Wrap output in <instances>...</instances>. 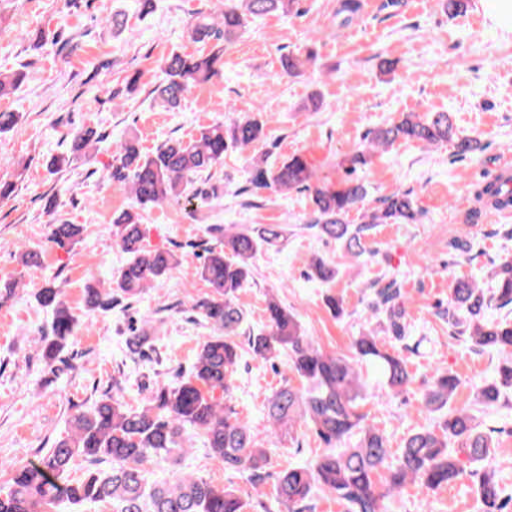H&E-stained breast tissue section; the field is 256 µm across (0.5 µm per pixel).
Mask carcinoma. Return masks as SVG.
<instances>
[{
	"label": "carcinoma",
	"instance_id": "carcinoma-1",
	"mask_svg": "<svg viewBox=\"0 0 512 512\" xmlns=\"http://www.w3.org/2000/svg\"><path fill=\"white\" fill-rule=\"evenodd\" d=\"M296 4L297 0H224L220 17L198 16L191 38L215 45L206 54H171L153 93L164 106L177 107L190 87L220 74V41L239 35L251 19L271 12L288 15ZM314 58L311 49L303 55L288 54L281 67L286 75L296 76ZM24 78L21 70L0 72V96L18 89ZM264 128L261 115H246L203 127L188 140L170 139L151 153L144 152L133 138L119 143L109 177L129 188L133 207L113 219L112 234L127 260L113 275L114 288L86 289V312H108L118 301L139 300L153 282L178 265L172 251L143 244V213L189 196L194 176L223 164L228 151L261 141ZM100 140L97 130L81 128L72 135V153L85 157L91 143ZM398 141L427 146L452 142L458 157L479 148L477 139L456 135L448 112H428L422 117L408 113L372 132L366 144L345 159L346 178L334 188L310 185L312 171L302 154L274 167L253 161L250 184L255 189L310 191L306 228L341 242L348 254L359 259L366 255L363 238L375 225L418 224L421 220V211L405 192H393L370 205L367 185L358 176L370 165L374 151ZM476 195L487 207L512 206V175L497 176ZM354 210L361 212L359 224L347 222ZM81 231L78 224L60 222L52 225L50 240L59 248L71 247L79 242ZM284 233L281 224L222 229L220 245L206 248L199 267V276L211 294L196 301L193 308L211 325L213 334L203 338L190 372L180 376L174 387L156 384L140 408L127 406L114 394L103 396L88 412H76L66 436L38 462L16 470L9 490L0 494V512H51L63 501L109 503L112 512H248L251 503L234 488L183 473L173 474L168 481L153 479L155 466L180 464L186 443L201 435L210 455L224 469L238 473L253 487L266 481L268 451L254 440L232 405L234 374L243 349L263 363L286 354L289 369L303 383L300 388L286 384L271 396L268 417L274 436H290L296 424L303 423L324 445L313 462L291 465L277 476L276 499L288 512H313L319 491L336 496L347 512H386L385 501L409 484L435 490L465 474L458 454L471 464L490 456L495 442L491 434L480 430L478 414L498 406L512 393V317L491 316L496 308L512 307V259L505 258L493 268L486 287L475 278L456 279L448 308L440 312L476 350L501 355L494 376L474 386L470 405L452 409L448 404L461 381L446 370H434L421 401L423 410L442 414L438 429H418L394 455L386 434L364 423L360 407L366 399L367 380L363 370L370 371L375 383L392 395L407 392L413 375L403 352L388 351L378 333L355 337L350 356L328 354L305 333L298 317L272 297L262 327L248 331L242 346L234 340L245 321L237 293L248 281L257 254L277 247ZM310 269L311 277L325 284L338 275L337 266L321 257L312 259ZM35 299L50 314L49 333L42 338L41 348L45 368L51 372L79 320L61 289L50 282L37 291ZM368 310L381 332L398 342L406 340V298L397 280L372 284ZM149 345L150 336L143 328H131L124 339L125 353L133 360L144 358ZM353 436L357 440L352 447H341ZM79 457L87 463L86 474L72 483L69 471ZM381 469L389 472L383 492L374 480ZM470 475L478 478L476 492L483 512H508L512 500L501 496L500 485L491 474L472 470Z\"/></svg>",
	"mask_w": 512,
	"mask_h": 512
}]
</instances>
